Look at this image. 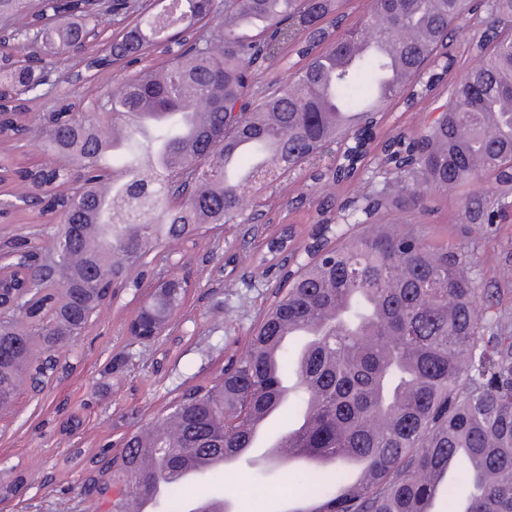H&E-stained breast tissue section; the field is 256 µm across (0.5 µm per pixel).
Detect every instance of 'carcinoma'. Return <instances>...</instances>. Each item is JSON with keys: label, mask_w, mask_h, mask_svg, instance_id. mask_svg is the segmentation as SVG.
Returning a JSON list of instances; mask_svg holds the SVG:
<instances>
[{"label": "carcinoma", "mask_w": 512, "mask_h": 512, "mask_svg": "<svg viewBox=\"0 0 512 512\" xmlns=\"http://www.w3.org/2000/svg\"><path fill=\"white\" fill-rule=\"evenodd\" d=\"M148 2L151 21L138 0H0V29L28 50L23 62L0 53V139L26 85L53 107L32 145L59 161L30 174L58 225L30 234L36 265L0 289L12 303L0 314V405L73 368L61 354L112 302L113 283L138 292L168 258L160 250L208 224L250 223L264 190L326 150L340 162L312 179L352 178L385 103L433 95L436 115L391 135L352 198L318 203L327 234L333 213L353 233L284 273L218 378L121 435V451L83 458L84 490L108 512H140L160 486V512H184L187 461L253 447L257 419L286 404L296 423L280 447L331 457L290 470L310 512H425L450 475L469 494L448 487V512H512L509 312L482 291L471 251L431 248L421 225L398 219L450 192L464 197L459 224H498L512 204V0H370L344 29L347 0ZM103 13L123 28L86 69L138 68L79 108L47 57L96 39ZM462 23L474 63L446 83L453 60L439 47ZM186 293L151 295L142 332L168 328ZM290 326L310 336L296 352Z\"/></svg>", "instance_id": "1"}]
</instances>
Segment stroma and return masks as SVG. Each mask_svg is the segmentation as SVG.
<instances>
[{"label": "stroma", "mask_w": 512, "mask_h": 512, "mask_svg": "<svg viewBox=\"0 0 512 512\" xmlns=\"http://www.w3.org/2000/svg\"><path fill=\"white\" fill-rule=\"evenodd\" d=\"M432 107L428 98L411 107L393 101L379 115L373 148L394 131L416 125ZM264 197L269 221L259 229L226 224L179 247L194 280L180 315L196 328L195 336L163 339L152 347L135 343L126 328L140 300L123 293L92 318L75 346L73 371L56 374L41 394L21 389L0 412V483L23 480L19 492L0 497V512H93L92 499L81 491L82 469L72 462L73 452L95 453L127 429L149 424L185 389L219 373L225 346H244L251 322L272 300L276 277L250 264L238 267L234 287L212 280L213 241H220L227 253L258 255L265 252L266 240L285 227L292 229L295 245H303L316 222L318 195L310 190L305 172L291 175L287 187L268 189ZM462 205L453 194L439 200L429 218L427 241L434 246L473 243L483 282L500 289L503 307L512 312V220L459 224L455 217ZM218 483L233 512H283L284 502L299 493L284 466L273 462L226 467ZM215 484L185 483L181 496L187 503L202 501Z\"/></svg>", "instance_id": "35a3bbf8"}]
</instances>
